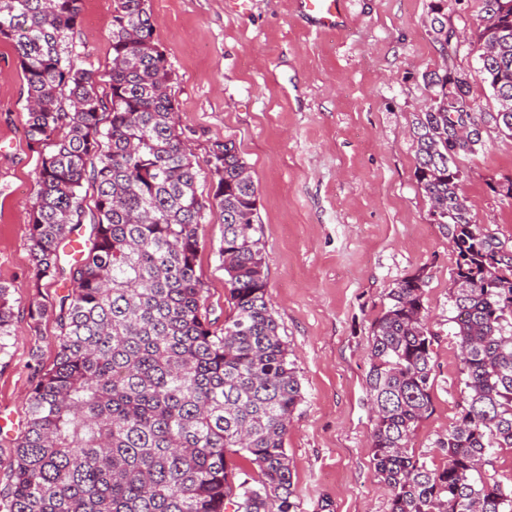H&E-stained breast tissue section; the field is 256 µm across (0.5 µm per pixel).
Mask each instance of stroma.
Returning a JSON list of instances; mask_svg holds the SVG:
<instances>
[{
    "label": "stroma",
    "mask_w": 512,
    "mask_h": 512,
    "mask_svg": "<svg viewBox=\"0 0 512 512\" xmlns=\"http://www.w3.org/2000/svg\"><path fill=\"white\" fill-rule=\"evenodd\" d=\"M433 0H349L342 28L318 31L298 0H150L154 38L174 73L178 130L205 158L233 140L259 190L256 236L267 264L268 296L288 344L304 399L285 448L299 512H389L390 490L370 454L373 427L365 376L371 324L397 281L426 273L433 345L434 409L414 438L428 464L435 443L459 418V352L449 298L455 255L430 216L415 178L412 123L424 111L423 76L444 67L468 74L483 146L464 169L461 192L475 223L512 238V138L491 116L498 104L479 72L477 0H450L457 32L440 48L430 28ZM112 0H82L73 36L79 59L99 71L112 62ZM26 85L11 44L0 40V282L9 286L13 334L0 357V481L14 455L36 368H51L59 330L50 302L34 288L28 220L37 155L26 135ZM224 226L200 230L196 275L209 318L230 313L217 251ZM46 304L42 316L31 314Z\"/></svg>",
    "instance_id": "obj_1"
}]
</instances>
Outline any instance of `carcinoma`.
Returning a JSON list of instances; mask_svg holds the SVG:
<instances>
[{"label": "carcinoma", "mask_w": 512, "mask_h": 512, "mask_svg": "<svg viewBox=\"0 0 512 512\" xmlns=\"http://www.w3.org/2000/svg\"><path fill=\"white\" fill-rule=\"evenodd\" d=\"M81 2L0 0V38L17 54L38 155L32 280L70 283L56 302L57 358L37 373L0 512H297L284 440L301 383L267 299L250 166L229 139L201 162L187 152L149 0H113L104 98L92 63L72 50ZM478 8L477 39L495 54L480 72L499 103L495 125L512 136V97L498 95L512 90V0ZM447 10L448 0H434L437 43ZM456 75L425 74L430 103L413 136L417 182L455 254L460 417L437 441L442 465L416 455L412 438L433 409L435 341L418 270L389 289L371 326L370 450L391 491L389 512H512V484L488 470L490 449H512V239L476 224L460 192L481 141L458 152L448 144L459 121L448 109ZM215 212L232 307L220 329L195 274L200 228ZM85 225L79 259L66 269L60 247ZM12 318L0 283V354Z\"/></svg>", "instance_id": "carcinoma-1"}]
</instances>
